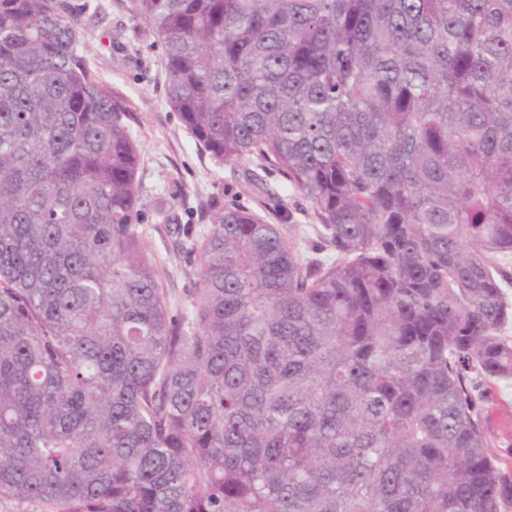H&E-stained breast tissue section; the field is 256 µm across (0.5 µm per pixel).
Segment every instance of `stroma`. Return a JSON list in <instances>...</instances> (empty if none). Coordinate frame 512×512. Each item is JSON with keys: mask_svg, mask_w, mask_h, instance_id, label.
<instances>
[{"mask_svg": "<svg viewBox=\"0 0 512 512\" xmlns=\"http://www.w3.org/2000/svg\"><path fill=\"white\" fill-rule=\"evenodd\" d=\"M69 14L87 46L91 69L134 103L131 123L141 155L137 181L142 202L144 248L155 260L172 310L187 308L197 286L199 246L211 228L200 203H237L279 225L284 236L315 241L310 203L269 176V194L258 192L242 167L215 163L196 144L167 102L162 48L129 9L130 0H67ZM184 225L183 242L167 227ZM479 408L489 450L512 478V380L484 381Z\"/></svg>", "mask_w": 512, "mask_h": 512, "instance_id": "obj_1", "label": "stroma"}]
</instances>
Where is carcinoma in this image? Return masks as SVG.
<instances>
[{
  "label": "carcinoma",
  "mask_w": 512,
  "mask_h": 512,
  "mask_svg": "<svg viewBox=\"0 0 512 512\" xmlns=\"http://www.w3.org/2000/svg\"><path fill=\"white\" fill-rule=\"evenodd\" d=\"M63 0H0V499L48 512H502L512 0H132L217 162L189 310L140 231L130 98ZM478 395L489 451L501 472L512 478V380L482 381Z\"/></svg>",
  "instance_id": "carcinoma-1"
}]
</instances>
